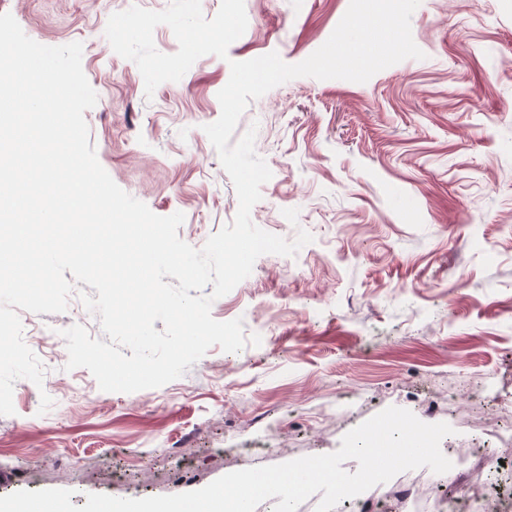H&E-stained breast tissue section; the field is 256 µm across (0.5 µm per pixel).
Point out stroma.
Returning <instances> with one entry per match:
<instances>
[{"label": "stroma", "instance_id": "1", "mask_svg": "<svg viewBox=\"0 0 512 512\" xmlns=\"http://www.w3.org/2000/svg\"><path fill=\"white\" fill-rule=\"evenodd\" d=\"M170 0H0L47 46L83 45L98 100L90 144L113 181L160 216L183 213L194 248L231 224L238 199L204 125L221 113L230 64L271 52L295 64L331 35L349 0H245L248 26L227 58H199L146 96L136 64L105 37L111 14ZM411 32L423 59L364 83L300 77L251 101L272 177L251 219L313 240L260 256L217 299L260 345L211 347L180 378L102 391L67 351L42 359V385L17 380L0 416V496L69 489L120 498L173 495L238 470L328 454L390 406L449 424L441 446L500 448L512 428V0H421ZM298 209L290 223L284 209ZM24 334L72 325L104 339L78 295L65 312L20 311ZM482 383L492 417L449 392ZM53 406L41 412L42 395ZM267 427L259 435V427Z\"/></svg>", "mask_w": 512, "mask_h": 512}]
</instances>
